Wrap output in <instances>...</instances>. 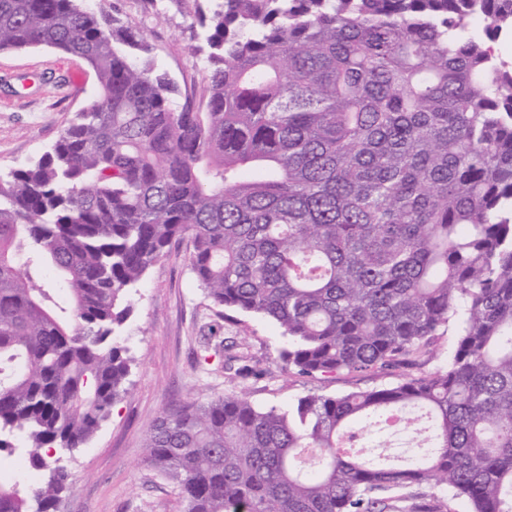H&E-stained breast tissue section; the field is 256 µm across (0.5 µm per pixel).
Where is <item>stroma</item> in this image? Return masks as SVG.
<instances>
[{
    "mask_svg": "<svg viewBox=\"0 0 512 512\" xmlns=\"http://www.w3.org/2000/svg\"><path fill=\"white\" fill-rule=\"evenodd\" d=\"M99 8L136 27L153 47L156 67L181 88L199 87L203 57L192 20L180 0H99ZM96 83L80 59L48 48L0 52V173L21 168L58 139ZM188 247L173 249L131 289L130 311L117 333L130 349L127 391L93 437L63 458L70 485L57 512H183L174 484L145 462L144 439L162 412L182 401L204 403L225 393L247 395L262 407H288L312 392L330 396L396 384L443 368L455 330L440 328L411 363L375 372L302 377L279 359L288 346L280 327L213 305L188 267ZM237 337L260 374L242 379L199 360L205 336ZM26 453L0 450V481L26 488L42 483Z\"/></svg>",
    "mask_w": 512,
    "mask_h": 512,
    "instance_id": "1",
    "label": "stroma"
}]
</instances>
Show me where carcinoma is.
Instances as JSON below:
<instances>
[{
	"mask_svg": "<svg viewBox=\"0 0 512 512\" xmlns=\"http://www.w3.org/2000/svg\"><path fill=\"white\" fill-rule=\"evenodd\" d=\"M181 93L90 0H0V51L81 59L96 89L0 175V448H79L124 391L127 290L189 240L217 307L274 321L309 377L382 370L454 325L445 368L286 409L243 394L164 412L146 461L185 512H512V66L468 34L512 0H216ZM230 338L224 368L251 357ZM424 415L414 458L346 447ZM69 474L0 512H51ZM441 487L445 495L429 494Z\"/></svg>",
	"mask_w": 512,
	"mask_h": 512,
	"instance_id": "1",
	"label": "carcinoma"
}]
</instances>
